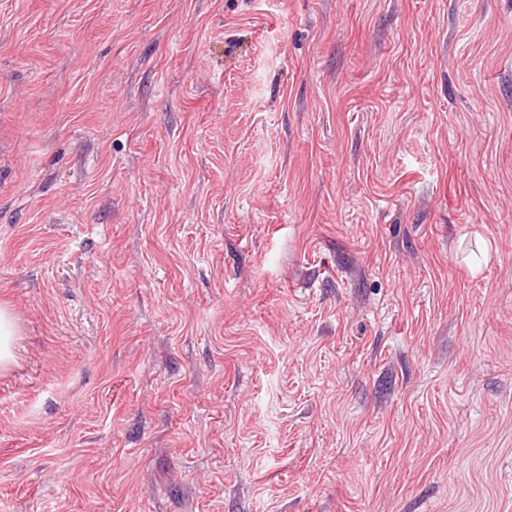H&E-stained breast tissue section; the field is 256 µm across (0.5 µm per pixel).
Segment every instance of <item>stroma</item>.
<instances>
[{"mask_svg": "<svg viewBox=\"0 0 512 512\" xmlns=\"http://www.w3.org/2000/svg\"><path fill=\"white\" fill-rule=\"evenodd\" d=\"M0 512H512V0H0ZM14 319L10 311L0 306V366L11 360V337L14 336Z\"/></svg>", "mask_w": 512, "mask_h": 512, "instance_id": "1", "label": "stroma"}]
</instances>
